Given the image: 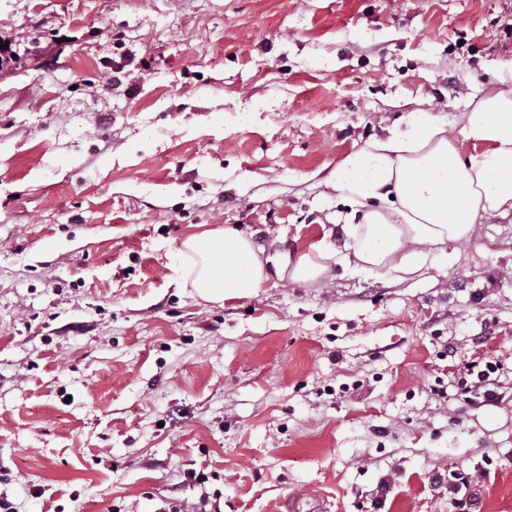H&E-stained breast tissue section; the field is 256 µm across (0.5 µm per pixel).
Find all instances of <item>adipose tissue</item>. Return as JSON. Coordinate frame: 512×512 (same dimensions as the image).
Masks as SVG:
<instances>
[{
	"mask_svg": "<svg viewBox=\"0 0 512 512\" xmlns=\"http://www.w3.org/2000/svg\"><path fill=\"white\" fill-rule=\"evenodd\" d=\"M495 88L469 112L460 136L427 111L408 128L346 155L336 189L347 206L343 230L355 270L410 273L446 243L470 238L480 214L512 209V71L498 70ZM471 153H462L461 141ZM183 253L193 288L219 302L257 294L267 264L295 281L321 277L329 254L320 245L297 258L262 260L261 250L232 227L188 237Z\"/></svg>",
	"mask_w": 512,
	"mask_h": 512,
	"instance_id": "obj_1",
	"label": "adipose tissue"
}]
</instances>
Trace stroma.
Masks as SVG:
<instances>
[{
  "mask_svg": "<svg viewBox=\"0 0 512 512\" xmlns=\"http://www.w3.org/2000/svg\"><path fill=\"white\" fill-rule=\"evenodd\" d=\"M0 37L1 502L512 512V210L410 274L174 273L225 224L344 250L337 163L461 130L512 0H0Z\"/></svg>",
  "mask_w": 512,
  "mask_h": 512,
  "instance_id": "obj_1",
  "label": "stroma"
}]
</instances>
